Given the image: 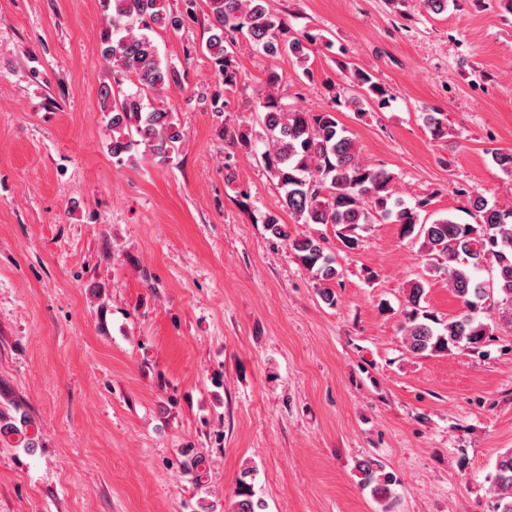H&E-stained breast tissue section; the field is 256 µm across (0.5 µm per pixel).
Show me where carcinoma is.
I'll return each instance as SVG.
<instances>
[{
	"mask_svg": "<svg viewBox=\"0 0 512 512\" xmlns=\"http://www.w3.org/2000/svg\"><path fill=\"white\" fill-rule=\"evenodd\" d=\"M105 25L102 55L108 62L115 86L131 81L138 90L116 99L114 86H102L99 105L112 132L110 151L122 160L145 145L151 157L169 158L181 139L171 113L159 106L149 107L143 93H160L181 85L176 66L161 61L152 33L176 29L196 14L197 0H184L179 13L169 11L166 0H102ZM211 35L206 42L208 59L224 90L212 95V111L224 114L229 106L226 92L239 82L235 50L247 43L262 55L295 59L302 75L312 81L309 64L312 47L333 42L321 33L291 36L281 18L270 13L266 0H204ZM345 77L328 85L333 108L303 112L285 103L278 93L282 75L274 67L265 71V89L252 103L251 119L264 138L265 150L259 162L282 193L284 207L302 224H330L345 251L359 246V230L368 224L400 226V234L420 242L426 274L408 283L401 331L408 350L415 355L444 354L464 344L477 350L496 336L494 325L473 315L478 305L512 307V205L490 207L484 198L468 188L454 193L467 200L479 213L476 223H460L451 217L431 218V199L410 205L393 194L394 173L382 164H369L358 154L353 138L338 120L340 107L356 113L388 107L391 94L370 71L345 59H336ZM442 112L423 113L424 125L441 139L448 133ZM267 230L285 240L301 265L318 283L322 301L336 305L335 284L340 276L334 255L326 252L321 239L293 237L287 225L274 214H266ZM488 270V277L477 273ZM442 278L466 310L442 321L421 305L429 278ZM32 420L17 403L0 407V432H18ZM360 483L374 499L383 502L382 512H392L391 486L395 479L375 460L359 462ZM254 470H243L238 479L234 512H265L263 499L256 497ZM496 512H512V452L498 457L491 475Z\"/></svg>",
	"mask_w": 512,
	"mask_h": 512,
	"instance_id": "obj_1",
	"label": "carcinoma"
}]
</instances>
